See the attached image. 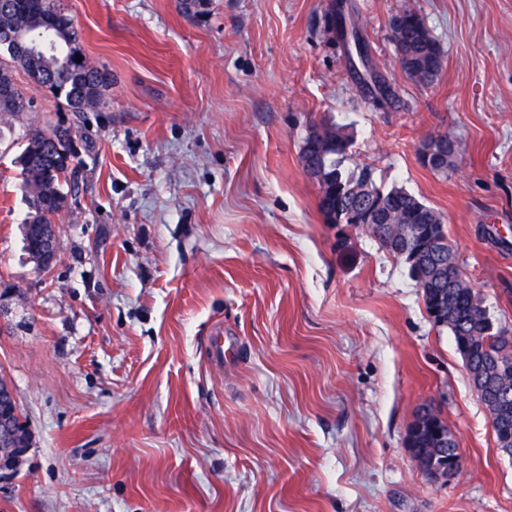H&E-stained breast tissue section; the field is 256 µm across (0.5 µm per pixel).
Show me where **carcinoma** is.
<instances>
[{"instance_id": "cac0c4a2", "label": "carcinoma", "mask_w": 512, "mask_h": 512, "mask_svg": "<svg viewBox=\"0 0 512 512\" xmlns=\"http://www.w3.org/2000/svg\"><path fill=\"white\" fill-rule=\"evenodd\" d=\"M63 8L61 0H25V4L8 10L0 9V32L24 29L29 37L40 36L52 28V39L57 53L47 54L38 47L30 46V55L0 57V137L4 131H13L15 123L32 111L34 104L18 86L15 70L24 73L44 72L45 80L36 78L31 82L48 89L55 96L65 98L69 107L79 106L82 112H94L107 105L108 84L103 75L108 70L88 62L77 67L65 66V60L81 39V31L72 16L51 24L55 10ZM399 36L413 53V77L420 82L434 80L441 69L442 50L428 29L423 17L410 9L395 16ZM23 140L25 148L17 159L22 186L31 199V212L22 225L25 249L34 263H39L37 252L46 248L43 241L34 238L35 224H50L67 206L68 184L72 152L70 136L58 135V127L48 129L28 127ZM353 141L343 128L327 125L323 138L314 140L306 136L301 147L303 167L322 174L321 192L335 196L342 209H352L360 203L357 189L365 188L374 200L390 206L391 220L402 221L414 215L424 218L431 226L434 236L448 239L441 215L401 188L383 190L376 186L371 169L363 166L348 169L345 161L349 157ZM380 244L391 254L407 261L410 275L422 290L427 311H432L437 302L447 307V315L440 326L448 328L455 347L461 356L471 384L476 387L478 398L506 426L512 420V331L497 325L492 317L485 319L471 314L472 303L480 298L462 272H457L453 283L440 277L435 265L421 267L409 260L403 250L380 240ZM15 411L10 428L0 423V468L18 470L21 456L19 449L28 447V432L20 423V406H11ZM435 439L418 436L414 445L429 449L437 461H451L459 444L448 435V447L434 448Z\"/></svg>"}]
</instances>
